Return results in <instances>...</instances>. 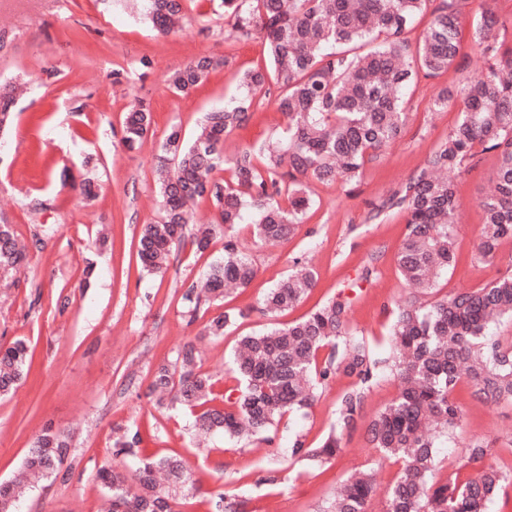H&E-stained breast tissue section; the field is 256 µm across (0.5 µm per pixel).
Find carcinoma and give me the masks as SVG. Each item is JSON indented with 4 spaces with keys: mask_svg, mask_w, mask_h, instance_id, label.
<instances>
[{
    "mask_svg": "<svg viewBox=\"0 0 512 512\" xmlns=\"http://www.w3.org/2000/svg\"><path fill=\"white\" fill-rule=\"evenodd\" d=\"M224 0V14L242 37L254 31L264 35L269 64L245 72L243 92L233 104L203 114L196 135L188 140L182 128H170L156 156L161 216L145 224L137 256L150 272L167 268L176 250L191 246L206 251L216 229L224 228V258L212 263L201 291L189 286L184 295L196 313L202 301L244 290L257 269L230 235L248 210L255 214L254 235L264 243L288 239L311 206L307 179L351 183L382 148L402 137L408 113L402 91L420 77L433 78L459 66L462 0ZM429 12L424 33L411 47L405 33L415 18ZM180 0H147L153 28L167 35L182 20ZM504 22L491 10L474 16L475 42L485 60L482 73L465 80L452 94L445 91L432 102L435 111L457 96L460 118L448 138L426 156L424 166L401 190L370 211L376 219L386 209L406 210L407 228L397 254L402 279L416 293L397 304L390 328L393 357L390 371L400 392L367 427L368 441L385 457L400 464L396 478L377 491L372 477L358 473L327 506V512H367L368 502L382 494L384 512H485L486 504L512 485V472L481 468L460 477L461 470L480 462L488 445L473 441L465 448L458 471L444 481L434 478L438 438L454 431L463 415L452 394L468 380L471 397L486 404H512V346L487 337L493 320L512 317V267L486 285L463 289L435 300L438 280L456 263L453 238L454 185L441 173L467 172L479 156L499 153L496 192L480 206L484 224L478 251L482 259L496 258L500 242L512 238V47L501 50L496 32ZM222 65L205 56L171 76L174 93H190ZM276 87L278 109L288 115V128L271 148L256 154L238 153L232 160L233 181L213 173L224 166V133L248 122L256 95ZM11 92L0 90V130L12 120ZM151 124L149 109L134 104L123 120V142L128 150L141 147ZM207 201L215 211L211 224L190 231V205ZM22 259L15 235L0 225V269ZM317 283L316 274L302 269L280 280L262 301L267 314L298 304ZM348 301L333 299L305 319L239 339L228 378L234 385L215 392L217 380L200 370L199 353L191 342L177 352L174 362L154 372L150 391L194 414L198 436L222 433H270L290 410L309 407L318 386L339 371L364 384L378 373L364 340L347 335ZM243 313L224 311L205 327L219 338ZM32 363L23 340L0 347V397L13 395ZM364 403L356 389L341 398L340 428H356ZM140 442L139 433L125 432L115 439L118 454H129ZM342 451L341 437L332 433L316 448L297 440L292 453L322 463ZM69 439L45 428L33 439L23 466L36 481L66 480L61 470L69 456ZM95 483L107 498L108 512H174L173 505L192 495L194 480L183 460L160 454L142 461L128 474L109 465L99 467ZM21 482H0V512H15L26 494Z\"/></svg>",
    "mask_w": 512,
    "mask_h": 512,
    "instance_id": "1",
    "label": "carcinoma"
}]
</instances>
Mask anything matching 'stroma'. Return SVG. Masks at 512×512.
<instances>
[{"mask_svg":"<svg viewBox=\"0 0 512 512\" xmlns=\"http://www.w3.org/2000/svg\"><path fill=\"white\" fill-rule=\"evenodd\" d=\"M181 30L157 35L143 0H0V85L17 86L12 125L0 131V222L11 224L27 248L24 261L0 277V346L25 340L32 365L24 385L0 399V480L15 478L34 435L44 426L68 434L75 463L70 479L34 483L19 512H99L93 476L103 463L134 471L140 457L180 456L199 489L197 500L176 512H207L204 498L224 495L243 512H325L354 470L371 468L378 481L395 479L399 466L371 448L366 426L398 394L393 377L368 383L362 417L343 434V451L317 465L293 456L294 441L320 446L337 423L342 396L356 378L336 374L320 386L312 407L285 414L272 442L216 435L199 445L191 415L159 408L147 397L158 365L196 342L200 366L224 379L237 341L303 319L328 300L348 299L347 328L364 338L374 359L390 352L392 311L410 292L397 269L407 214L394 208L369 219L379 204L419 171L459 119L457 103L435 112L433 99L465 77L481 73L484 60L470 36L460 57L465 71L419 79L405 92L409 122L404 135L348 185L310 181L312 204L288 240L254 243L247 226L239 243L257 267L245 290L188 318L183 295L224 255L216 234L202 253L180 250L165 273L143 271L137 258L142 225L159 217L155 154L171 125L193 134L204 114L239 94V79L264 66L261 34L239 38L224 14V0H182ZM203 56L223 58L191 94H175L171 75ZM151 112L142 147L128 151L123 118L135 102ZM288 117L274 96H257L249 121L224 137V156L260 149L281 137ZM499 155L485 153L469 173L449 172L457 202L452 233L457 262L435 290L443 297L481 287L512 265V239L494 261L478 257L484 221L480 199L493 191ZM98 195L80 192L84 180ZM311 267L315 288L294 308L264 316L261 301L295 262ZM239 312L224 337L203 331L222 310ZM454 400L464 413L459 429L442 439L435 468L445 478L475 440L488 443L486 464L512 469V405L473 401L467 381ZM138 431L139 456L114 455L117 428Z\"/></svg>","mask_w":512,"mask_h":512,"instance_id":"stroma-1","label":"stroma"}]
</instances>
